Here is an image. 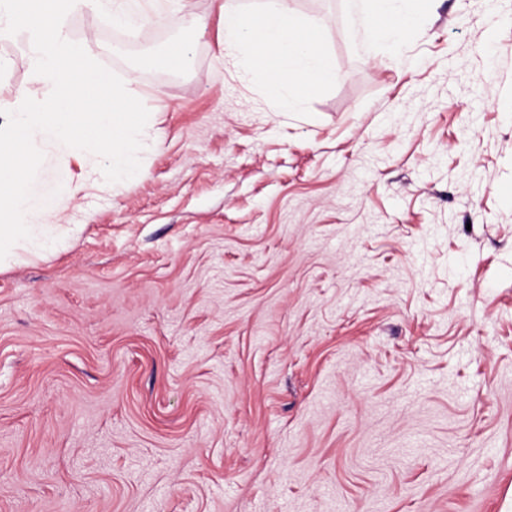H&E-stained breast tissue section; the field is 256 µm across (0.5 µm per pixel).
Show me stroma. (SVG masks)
Segmentation results:
<instances>
[{"label":"stroma","mask_w":512,"mask_h":512,"mask_svg":"<svg viewBox=\"0 0 512 512\" xmlns=\"http://www.w3.org/2000/svg\"><path fill=\"white\" fill-rule=\"evenodd\" d=\"M293 7L336 79L285 116L213 0L71 14L154 145L115 192L43 150L81 230L0 270V512H512V0H431L401 66Z\"/></svg>","instance_id":"stroma-1"}]
</instances>
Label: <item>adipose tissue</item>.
Segmentation results:
<instances>
[{
  "label": "adipose tissue",
  "mask_w": 512,
  "mask_h": 512,
  "mask_svg": "<svg viewBox=\"0 0 512 512\" xmlns=\"http://www.w3.org/2000/svg\"><path fill=\"white\" fill-rule=\"evenodd\" d=\"M223 21L224 63L248 73L264 72L268 90L281 113L299 111L300 89L323 86L335 78L328 55L319 44V28L308 25L289 7L272 0L270 8L246 14L240 0H217ZM365 27L378 39L397 46L415 29L427 0H364Z\"/></svg>",
  "instance_id": "adipose-tissue-1"
}]
</instances>
